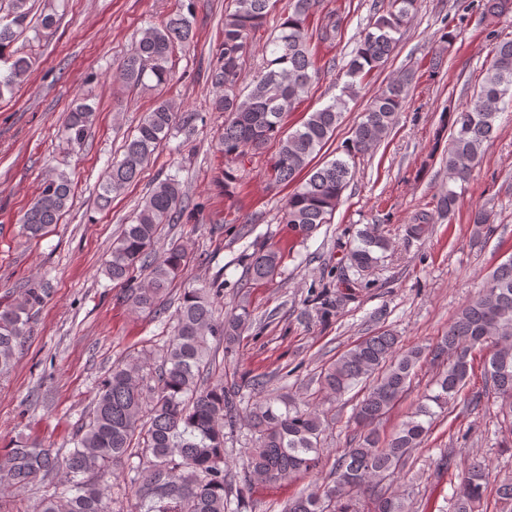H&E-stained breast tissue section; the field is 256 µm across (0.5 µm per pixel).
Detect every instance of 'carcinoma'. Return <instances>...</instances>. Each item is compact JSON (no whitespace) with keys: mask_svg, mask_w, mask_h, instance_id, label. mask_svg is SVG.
<instances>
[{"mask_svg":"<svg viewBox=\"0 0 512 512\" xmlns=\"http://www.w3.org/2000/svg\"><path fill=\"white\" fill-rule=\"evenodd\" d=\"M35 0H0V97L23 83L33 63L13 50L16 39L28 28ZM224 14L223 40L211 80L224 89L213 107L226 114L217 145L226 161L224 192L235 181L234 166L263 153L279 141L271 164L279 185H295L283 211V223L306 239L329 223L354 179L355 158L379 144L396 123L408 96L411 79L392 77L374 96L361 120L346 139L342 155L305 172L333 137L365 77L384 68L412 15L418 0H388L373 15L366 32L345 65L346 81L332 103L315 110L292 132L282 131V118L301 102L318 78L307 21L319 0H290L279 32L267 39L263 72L244 96L234 92L250 41L262 28L274 0H233ZM194 0L186 11L170 15L160 26L141 33L123 60L118 79L136 87L151 77L161 84L171 75V61L178 45L193 42ZM341 19L329 12L318 37L332 41L341 36ZM495 42L493 58L484 72L479 91L449 117L451 134L442 153L448 181H466L495 138L496 122L505 104L512 103V39ZM174 106L163 100L144 117L136 134L126 139L122 159L100 184L102 206L138 180L160 143L171 134ZM93 108L81 103L68 113L66 141L80 146L93 122ZM306 178H301L302 173ZM72 188L59 173L40 186L22 224L37 237L58 223L68 209ZM456 193L448 189L437 201L438 217L451 216ZM187 208L181 183L174 176L156 180L130 224L122 227L106 262L109 278L124 289V298L135 309L161 315L167 312V290L184 271L187 255L179 244L156 250L163 225L181 218ZM434 216L427 212L409 224L406 232L419 237ZM389 241L372 224L359 233V244L350 250V267L360 272L378 262L376 251ZM282 256L266 242H256L244 252V276L269 281L278 274ZM148 271L140 280L137 271ZM224 284L184 292L172 314L173 333L158 348L159 364L151 366L153 352L112 365L107 378L89 405L77 429L74 448L64 460L50 448L19 445L0 458V489L24 492L49 478L55 491L39 497L28 512H112L105 477L119 467L124 487L132 490L135 512H238L242 492H233L225 467V432L236 427L238 406L244 396L237 387L204 377L212 361L211 341H224V352L233 350L248 328L251 313L242 302L220 321L214 300ZM47 294L36 283L22 288L21 299L0 304V378L14 366L29 333V320ZM489 349L483 361L486 395L502 412L512 414V255L485 278L478 296L465 305L448 325V331L431 348L403 350L398 337L388 331L367 336L344 351L321 371V390L340 397L364 385L363 397L354 407L353 422L359 438L336 459L332 481L314 485L288 500L282 512H412L409 494L391 492L386 482L405 467L414 449L431 430L436 410H445L466 385L473 371L472 351ZM445 365L415 410L387 439L374 430L407 392L412 374L426 357ZM253 393L246 403L245 421L256 435V444L241 452L245 485L318 470L322 462L321 436L325 415L315 406L290 398L277 400L265 393V382H247ZM501 502L500 512H512V481L492 484L488 467L475 459L467 464L452 504V512H478L490 486Z\"/></svg>","mask_w":512,"mask_h":512,"instance_id":"1","label":"carcinoma"}]
</instances>
